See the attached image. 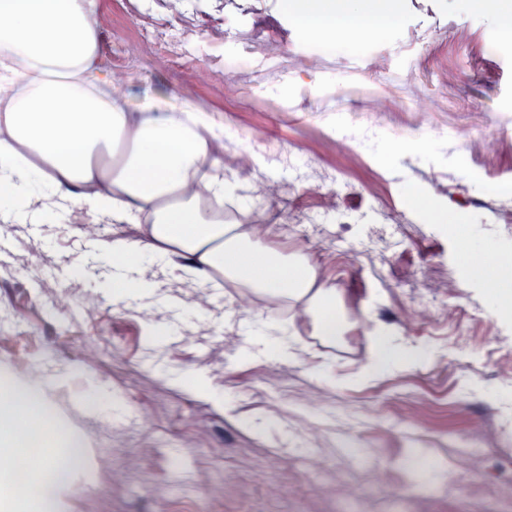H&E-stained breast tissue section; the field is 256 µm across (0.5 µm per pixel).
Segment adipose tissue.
Instances as JSON below:
<instances>
[{"instance_id": "adipose-tissue-1", "label": "adipose tissue", "mask_w": 512, "mask_h": 512, "mask_svg": "<svg viewBox=\"0 0 512 512\" xmlns=\"http://www.w3.org/2000/svg\"><path fill=\"white\" fill-rule=\"evenodd\" d=\"M285 15L313 31L369 27L378 32L395 15L392 0H281ZM94 0H0V220L33 224L72 205L93 220L137 224L142 237L113 247L120 274L112 294L148 289L133 272L152 256L174 279L215 286L230 279L304 309L313 333L335 343L349 322L335 286L320 280L298 254H284L252 230L214 210V198L236 199L240 182L224 172V127L211 113L184 102L167 111L124 110L99 69ZM378 345L361 374L377 377L420 362L392 326L377 323ZM26 460L35 484L0 474V512H59L75 471L73 450L52 444L62 431L41 387L17 381L0 401V434Z\"/></svg>"}]
</instances>
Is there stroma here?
<instances>
[{"label":"stroma","instance_id":"35a3bbf8","mask_svg":"<svg viewBox=\"0 0 512 512\" xmlns=\"http://www.w3.org/2000/svg\"><path fill=\"white\" fill-rule=\"evenodd\" d=\"M94 9L113 97L223 120L224 167L243 182L225 212L307 257L352 328L327 344L285 303L149 263L152 296L118 301L112 247L139 225L93 230L78 206L0 221V367L36 371L91 443L66 512H512V422L494 400L512 390V326L459 242L405 201L422 188L466 239L512 256V25L484 0H397L371 37L305 33L279 0ZM422 137L425 151L378 163ZM285 320L294 359L258 354L241 329ZM380 321L428 354L363 379ZM153 323L172 329L154 348Z\"/></svg>","mask_w":512,"mask_h":512}]
</instances>
